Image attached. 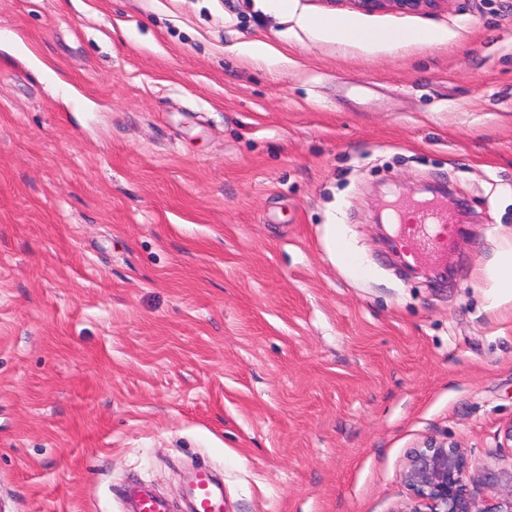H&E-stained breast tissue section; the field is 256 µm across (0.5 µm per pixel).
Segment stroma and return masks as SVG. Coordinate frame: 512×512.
Returning <instances> with one entry per match:
<instances>
[{
	"instance_id": "stroma-1",
	"label": "stroma",
	"mask_w": 512,
	"mask_h": 512,
	"mask_svg": "<svg viewBox=\"0 0 512 512\" xmlns=\"http://www.w3.org/2000/svg\"><path fill=\"white\" fill-rule=\"evenodd\" d=\"M348 15L433 46L341 47ZM0 512H399L408 452L512 466V0H0ZM261 42L268 57L237 54ZM448 189L446 272L376 222ZM337 233L358 259L330 253ZM447 0H352L365 12H373L382 8H390L400 12L429 11L437 8L440 2ZM305 24L332 38L339 45L363 44L373 45L385 42L397 48L409 44H436L442 42L446 36L440 30L428 28H406L382 33L370 27L358 24L348 17L309 16ZM406 34V36H403ZM479 273L490 281L493 308L502 302L512 301V241L511 245L507 244L496 251L493 259ZM188 495L196 506V512H224L223 487L207 466L197 471ZM124 499H129L134 505V511L129 512H167V502L154 495L146 486L133 484L125 492Z\"/></svg>"
}]
</instances>
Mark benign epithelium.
Returning a JSON list of instances; mask_svg holds the SVG:
<instances>
[{
	"instance_id": "1",
	"label": "benign epithelium",
	"mask_w": 512,
	"mask_h": 512,
	"mask_svg": "<svg viewBox=\"0 0 512 512\" xmlns=\"http://www.w3.org/2000/svg\"><path fill=\"white\" fill-rule=\"evenodd\" d=\"M365 12L390 8L400 12L429 11L442 0H352ZM468 460L463 449L446 438L411 450L402 479L409 499L400 512H512V468L486 473L495 503L482 508L466 488Z\"/></svg>"
}]
</instances>
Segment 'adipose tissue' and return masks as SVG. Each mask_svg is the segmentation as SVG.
Returning <instances> with one entry per match:
<instances>
[{
    "instance_id": "ef3b65f1",
    "label": "adipose tissue",
    "mask_w": 512,
    "mask_h": 512,
    "mask_svg": "<svg viewBox=\"0 0 512 512\" xmlns=\"http://www.w3.org/2000/svg\"><path fill=\"white\" fill-rule=\"evenodd\" d=\"M305 23L340 45H373L383 42L397 48L415 43L432 45L445 38L442 31L420 27L383 33L347 17L309 16ZM482 274L490 282L494 304L512 301V244L496 251L493 259L483 268Z\"/></svg>"
}]
</instances>
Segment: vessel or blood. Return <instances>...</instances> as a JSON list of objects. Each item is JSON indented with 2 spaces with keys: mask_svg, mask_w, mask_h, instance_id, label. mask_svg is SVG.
Instances as JSON below:
<instances>
[{
  "mask_svg": "<svg viewBox=\"0 0 512 512\" xmlns=\"http://www.w3.org/2000/svg\"><path fill=\"white\" fill-rule=\"evenodd\" d=\"M391 222L414 263L434 262L445 256L451 233L447 206L419 203L408 210L393 211ZM188 495L195 504V512H224L223 487L209 467L199 468ZM125 497L132 501L134 512H168L167 502L146 486H129Z\"/></svg>",
  "mask_w": 512,
  "mask_h": 512,
  "instance_id": "1",
  "label": "vessel or blood"
}]
</instances>
